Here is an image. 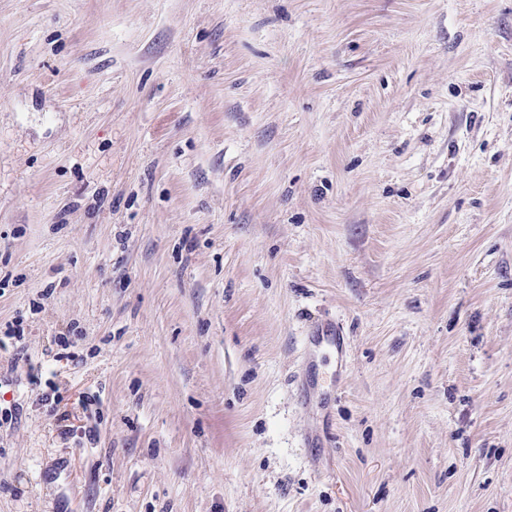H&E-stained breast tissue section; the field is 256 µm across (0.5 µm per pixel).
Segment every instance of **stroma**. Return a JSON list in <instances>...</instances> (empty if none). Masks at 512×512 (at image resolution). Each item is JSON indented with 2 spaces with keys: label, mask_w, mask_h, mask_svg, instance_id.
<instances>
[{
  "label": "stroma",
  "mask_w": 512,
  "mask_h": 512,
  "mask_svg": "<svg viewBox=\"0 0 512 512\" xmlns=\"http://www.w3.org/2000/svg\"><path fill=\"white\" fill-rule=\"evenodd\" d=\"M0 512H512V0H0Z\"/></svg>",
  "instance_id": "stroma-1"
}]
</instances>
